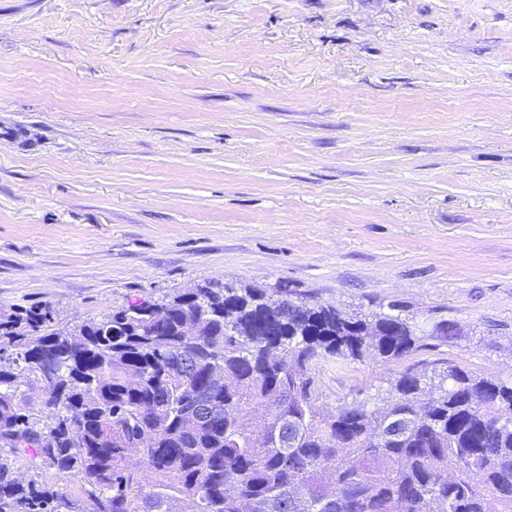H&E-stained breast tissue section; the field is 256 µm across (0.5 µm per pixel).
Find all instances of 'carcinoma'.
<instances>
[{
  "label": "carcinoma",
  "instance_id": "1",
  "mask_svg": "<svg viewBox=\"0 0 512 512\" xmlns=\"http://www.w3.org/2000/svg\"><path fill=\"white\" fill-rule=\"evenodd\" d=\"M49 307L0 322V512L70 502L16 463L78 479L91 512H512V385L408 367L379 409L321 399L319 361L392 362L446 342L404 307L351 315L286 284L207 282L46 333ZM196 334L183 331L185 322ZM42 384L43 416L13 386Z\"/></svg>",
  "mask_w": 512,
  "mask_h": 512
}]
</instances>
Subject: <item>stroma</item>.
<instances>
[{
    "instance_id": "1",
    "label": "stroma",
    "mask_w": 512,
    "mask_h": 512,
    "mask_svg": "<svg viewBox=\"0 0 512 512\" xmlns=\"http://www.w3.org/2000/svg\"><path fill=\"white\" fill-rule=\"evenodd\" d=\"M208 281L456 325L330 406L512 382V0H0V321Z\"/></svg>"
}]
</instances>
